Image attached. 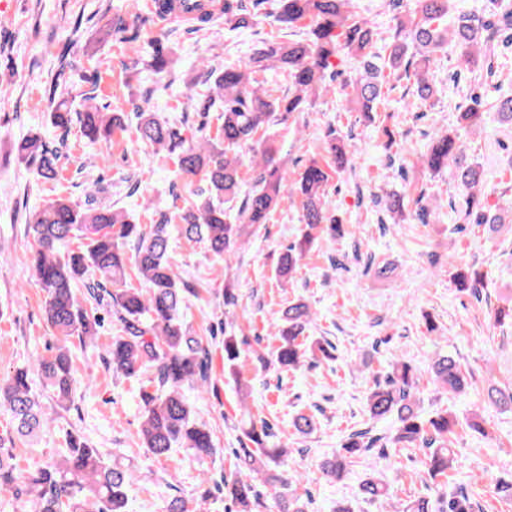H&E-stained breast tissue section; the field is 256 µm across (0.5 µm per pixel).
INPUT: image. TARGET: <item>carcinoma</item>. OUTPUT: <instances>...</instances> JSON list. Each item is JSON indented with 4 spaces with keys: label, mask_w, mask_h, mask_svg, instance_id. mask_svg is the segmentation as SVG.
Segmentation results:
<instances>
[{
    "label": "carcinoma",
    "mask_w": 512,
    "mask_h": 512,
    "mask_svg": "<svg viewBox=\"0 0 512 512\" xmlns=\"http://www.w3.org/2000/svg\"><path fill=\"white\" fill-rule=\"evenodd\" d=\"M165 11L179 10L187 20L203 30L219 16L230 30L251 28L263 0H157ZM458 0H414L404 11L403 0H389L397 10L394 34L386 44L388 54L374 52L377 33L360 13L359 0H278L273 23L281 29H294L305 23L300 39L263 41L253 48L244 63L217 64L209 58L200 62L202 84L206 90L189 97L190 107L206 115L219 113L221 124L211 135L200 124L189 139L183 130L162 120L151 110L137 109V139L156 151L176 155L178 170L186 176L203 174L205 185L192 191L176 213H161L152 224H138L129 216L97 200L99 189L91 190L84 202L57 196L45 201L28 221L27 233L34 249L30 262L37 282L46 294L44 312L49 326L61 344L40 363L46 388L63 404L76 390L78 380L68 343L74 337L84 339L97 334L101 317L98 307L109 308L120 335L104 360L112 374L139 383L141 433L144 448L156 458L168 456L176 448H188L200 457L215 452L212 434L196 421L193 406L185 390L212 385L210 350L182 318V308L198 289L181 280L170 261L168 226L178 221L183 236L201 243L213 256L226 259L237 254L246 240L267 223L272 211L290 196L300 203L299 238L281 256L277 269L281 278L289 277L299 262L321 238L344 236L343 224L329 209L326 186L330 175L326 168L344 170L350 162L345 135L328 134L329 161L321 165L313 160L288 183V171L267 131L271 126L306 111L311 97L330 89L334 74L330 60L343 50L357 57L361 70L351 80L348 102L354 110L369 113L382 96L386 74L414 79V93L423 102L435 95L432 66L436 56L448 47L458 51L464 69L495 74L499 44L495 33L512 30V9H503L498 0H490L496 22L489 25L463 10L448 18L451 5ZM174 51L164 35L151 39V52L145 68L157 79L172 74ZM278 70L288 80V93L280 96L267 90L260 74ZM95 89L83 92L84 109H72L62 98L51 112V124L60 131L58 145L50 147L38 133L24 138L16 148V158L36 165L38 178L57 177V162L73 122L81 125L92 141L108 139L125 120L112 112H101L93 105ZM494 109L501 121L512 124V96L493 102L473 94L470 104L460 113L461 130L436 135L423 163L431 176L451 171L466 194L459 210L464 221L474 220L494 230L512 223L508 212L486 205L482 190L483 174L475 163L462 161L463 135L481 128L484 115ZM252 157V186L243 189L240 152ZM376 205L394 216L405 215L403 198L389 192L376 198ZM133 261L142 278V286H126V264ZM453 279L461 292L479 297L488 273L472 263L452 265ZM82 282L88 298L96 303L87 309L77 297V282ZM313 313L308 304L297 300L288 304L273 324L278 345L270 356H258L269 369L296 371L308 356L332 357L333 346L326 340L301 341ZM224 370L235 372L246 345L236 323L224 319ZM385 382H376L367 396L371 418L391 419V434L383 439L359 430L349 434L336 449V455L323 464L325 476L336 480L365 452L378 442L387 448H417L423 451L430 479L448 476L453 461L449 436L456 419L448 411H439L424 420L419 411V368L404 359L388 363ZM435 382L452 395L465 393L467 372L452 356H441L431 367ZM0 410L8 412L16 423V432L35 438L46 424L41 402L32 389V379L24 367H18L0 379ZM275 432L264 420L249 419L241 429L242 447L234 449V470L221 477L224 497L236 506H246L258 496L253 475L270 474L272 466L284 462L285 446L273 442ZM12 438L0 435V491L8 488L29 497L28 512H127V489L136 480L135 471L118 462H108L106 453L71 433L66 447L57 448L32 471L17 468L9 452ZM362 493L369 499L387 498V489L377 477L367 479ZM277 512H305L297 498L283 494L275 497Z\"/></svg>",
    "instance_id": "carcinoma-1"
}]
</instances>
